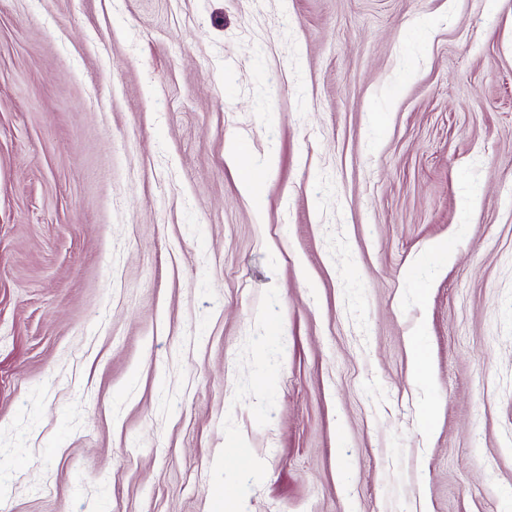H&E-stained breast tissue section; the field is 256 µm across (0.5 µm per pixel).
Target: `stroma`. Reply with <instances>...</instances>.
Here are the masks:
<instances>
[{
  "mask_svg": "<svg viewBox=\"0 0 512 512\" xmlns=\"http://www.w3.org/2000/svg\"><path fill=\"white\" fill-rule=\"evenodd\" d=\"M228 497L512 512V0H0V512Z\"/></svg>",
  "mask_w": 512,
  "mask_h": 512,
  "instance_id": "stroma-1",
  "label": "stroma"
}]
</instances>
